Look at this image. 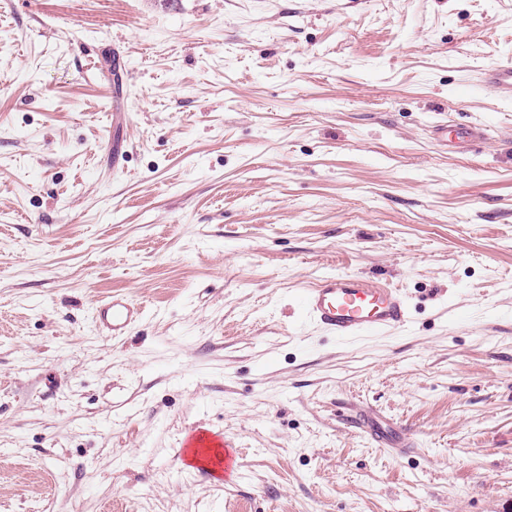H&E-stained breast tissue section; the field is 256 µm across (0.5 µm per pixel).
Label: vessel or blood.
I'll use <instances>...</instances> for the list:
<instances>
[{
  "instance_id": "vessel-or-blood-1",
  "label": "vessel or blood",
  "mask_w": 512,
  "mask_h": 512,
  "mask_svg": "<svg viewBox=\"0 0 512 512\" xmlns=\"http://www.w3.org/2000/svg\"><path fill=\"white\" fill-rule=\"evenodd\" d=\"M483 78L497 92L512 96L511 60L486 68ZM300 310L306 320L341 340L402 330L411 319L409 303L400 291L357 274L322 276L302 294ZM141 314L140 307L118 296L102 300L95 310L97 321L115 335L124 333ZM353 424L390 454L403 455L414 447L403 427L381 415L362 411ZM223 445L221 438L206 430L188 434L182 442L184 453H197L216 478L231 474L234 467L233 456L223 453Z\"/></svg>"
}]
</instances>
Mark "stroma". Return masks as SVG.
Returning <instances> with one entry per match:
<instances>
[{"instance_id": "35a3bbf8", "label": "stroma", "mask_w": 512, "mask_h": 512, "mask_svg": "<svg viewBox=\"0 0 512 512\" xmlns=\"http://www.w3.org/2000/svg\"><path fill=\"white\" fill-rule=\"evenodd\" d=\"M509 59L512 0H0V512H512ZM327 273L408 327L306 321ZM484 82L505 96H512V61L506 60L483 72ZM302 316L341 340L403 330L410 306L400 291L357 274L322 276L300 298ZM142 310L127 299L112 296L102 300L95 310L96 321L113 335L123 334L127 328L140 318ZM352 423L363 435L390 454L403 455L415 448L403 427L376 413L360 411ZM224 447V460L222 451L215 450L212 448H223ZM182 456L185 454L193 453L197 450V455L207 462L212 471L214 478H224L229 476L233 472V456L228 448H233L227 442L213 433L206 430H197L182 441Z\"/></svg>"}]
</instances>
